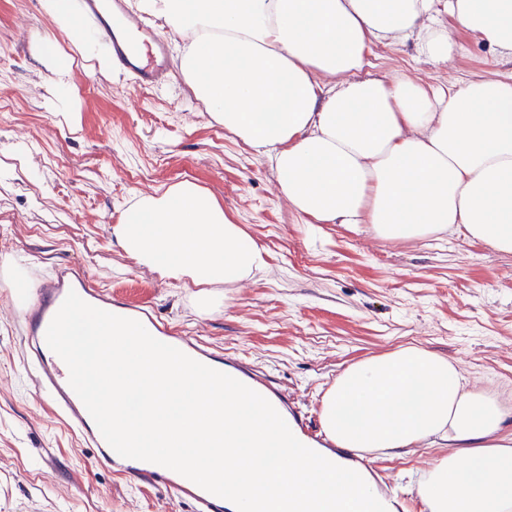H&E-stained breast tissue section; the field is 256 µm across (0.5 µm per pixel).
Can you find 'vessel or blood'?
I'll return each instance as SVG.
<instances>
[{
    "label": "vessel or blood",
    "mask_w": 512,
    "mask_h": 512,
    "mask_svg": "<svg viewBox=\"0 0 512 512\" xmlns=\"http://www.w3.org/2000/svg\"><path fill=\"white\" fill-rule=\"evenodd\" d=\"M144 36L150 46L144 58L132 55L125 41L121 37H114L112 65L119 70L132 72L140 87L151 89L162 79L166 47L152 31H145ZM11 281L15 287V307L25 321L24 340L32 353L35 381L46 392L55 409L64 416L68 426L80 435L84 443L96 449L100 461L113 472L135 476L138 481L148 485L158 484L169 488L181 499L190 501L194 512H225L222 498L208 493L189 479L155 463L122 457L108 445L86 407L70 387L67 365L58 355L50 352L46 331L68 292L73 291L99 309L108 312L119 309L123 317L140 321L157 340L178 348L209 367L223 370V357L191 340L170 336L148 311L123 302L113 303L111 298L91 288L85 278L71 275L68 268H58L53 278L35 285L17 274L12 275ZM241 375L281 416L289 417L290 430L304 432L303 421L290 417L287 401L280 396L271 380L246 369L242 370Z\"/></svg>",
    "instance_id": "b4317fda"
}]
</instances>
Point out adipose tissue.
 <instances>
[{
	"label": "adipose tissue",
	"instance_id": "obj_1",
	"mask_svg": "<svg viewBox=\"0 0 512 512\" xmlns=\"http://www.w3.org/2000/svg\"><path fill=\"white\" fill-rule=\"evenodd\" d=\"M83 60L111 76L103 34L44 0ZM182 45L179 76L225 131L270 154L280 195L312 224L387 241L459 233L512 255V77L425 87L366 74L372 42L445 63L456 26L512 59V0H134ZM112 233L139 265L197 285L267 268L221 203L184 181L142 194ZM337 447L447 446L418 485L428 512H512V404L448 357L406 346L346 367L324 398Z\"/></svg>",
	"mask_w": 512,
	"mask_h": 512
}]
</instances>
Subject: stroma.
<instances>
[{
    "instance_id": "obj_1",
    "label": "stroma",
    "mask_w": 512,
    "mask_h": 512,
    "mask_svg": "<svg viewBox=\"0 0 512 512\" xmlns=\"http://www.w3.org/2000/svg\"><path fill=\"white\" fill-rule=\"evenodd\" d=\"M47 35L53 54L75 55L43 0H0V265L41 278L62 264L83 269L114 298L144 303L173 335L268 374L315 426L349 364L403 346L446 356L471 379L512 384V257L448 233L387 242L365 224L305 223L279 196L267 156L225 132L174 71L147 90L130 75L107 79L75 65L71 108L81 130L71 133L45 103ZM451 36L459 51L448 63L377 41L368 70L432 85L512 74L511 61L472 36ZM183 181L221 202L266 252L267 271L237 286L196 285L141 268L117 246L112 227L135 195ZM440 453L422 446L363 460L403 512H426L417 485ZM0 512H192L165 488L113 475L55 413L32 382L2 287Z\"/></svg>"
}]
</instances>
